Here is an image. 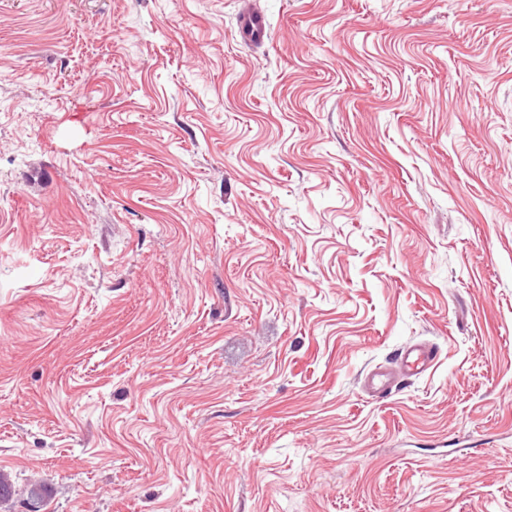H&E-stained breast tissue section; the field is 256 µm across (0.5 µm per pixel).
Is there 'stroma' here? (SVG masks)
<instances>
[{
  "label": "stroma",
  "mask_w": 512,
  "mask_h": 512,
  "mask_svg": "<svg viewBox=\"0 0 512 512\" xmlns=\"http://www.w3.org/2000/svg\"><path fill=\"white\" fill-rule=\"evenodd\" d=\"M243 2L0 0V512H512V0ZM241 34L253 43H262L265 34V24L259 11L248 5L240 19ZM438 349L433 344H414L403 348L396 357L401 371L394 374L383 370H372L364 377V385L372 396L384 398L397 387L395 378H411L424 374L436 363Z\"/></svg>",
  "instance_id": "1"
}]
</instances>
